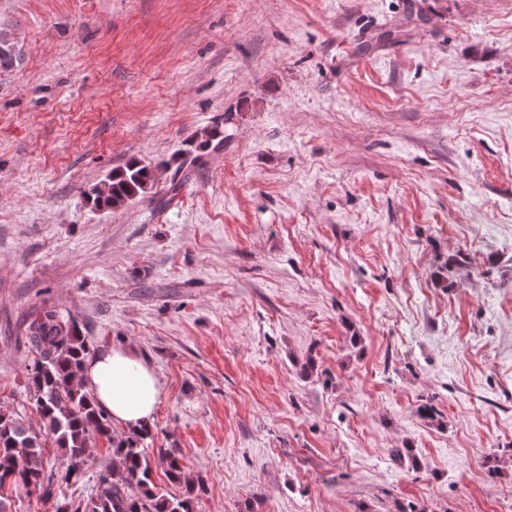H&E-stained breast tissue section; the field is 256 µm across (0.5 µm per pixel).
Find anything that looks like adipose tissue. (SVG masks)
<instances>
[{"mask_svg":"<svg viewBox=\"0 0 512 512\" xmlns=\"http://www.w3.org/2000/svg\"><path fill=\"white\" fill-rule=\"evenodd\" d=\"M112 425L133 432L151 424L161 387L151 366L131 349L112 347L88 358L78 378Z\"/></svg>","mask_w":512,"mask_h":512,"instance_id":"adipose-tissue-1","label":"adipose tissue"}]
</instances>
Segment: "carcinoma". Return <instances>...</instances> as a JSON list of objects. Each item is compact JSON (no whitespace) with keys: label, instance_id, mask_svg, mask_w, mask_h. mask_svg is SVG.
<instances>
[{"label":"carcinoma","instance_id":"carcinoma-1","mask_svg":"<svg viewBox=\"0 0 512 512\" xmlns=\"http://www.w3.org/2000/svg\"><path fill=\"white\" fill-rule=\"evenodd\" d=\"M23 63L18 43L1 32L0 71L14 70ZM223 146L224 139L215 130L203 140L188 143L183 155L199 162L204 154ZM153 183V167L131 159L90 188L88 201L95 209L108 212L146 194ZM27 336L33 357L26 366V387L41 426L36 429L18 415L0 413V490L21 488L28 494L47 495L44 451L49 446L63 451L61 481L75 483L93 461L97 442L104 439L116 465L99 473L90 497L58 500L54 512H192L193 490L182 496L168 490L170 485L187 483L179 452L150 448L154 438L150 426L116 435L110 419L94 409L90 394L76 382L91 352L78 322L45 310L29 323ZM159 469L166 479L164 485L154 480Z\"/></svg>","mask_w":512,"mask_h":512}]
</instances>
